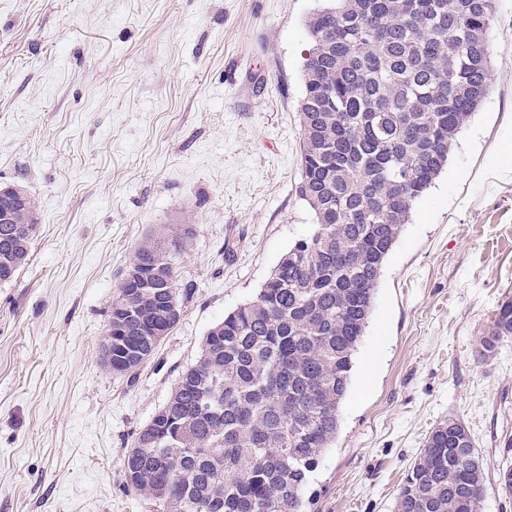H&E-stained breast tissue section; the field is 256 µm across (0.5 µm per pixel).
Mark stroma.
I'll use <instances>...</instances> for the list:
<instances>
[{
	"label": "stroma",
	"mask_w": 512,
	"mask_h": 512,
	"mask_svg": "<svg viewBox=\"0 0 512 512\" xmlns=\"http://www.w3.org/2000/svg\"><path fill=\"white\" fill-rule=\"evenodd\" d=\"M322 0H0V186L23 188L31 259L0 284V512H159L123 458L254 300L312 214L298 192L307 20ZM488 91L381 273L308 512H393L430 431L512 464V0ZM162 237L183 316L135 379L100 360L138 246ZM512 338V299L504 300L499 306L498 312L493 320L491 331L481 341L480 354L487 357L492 354L497 344L504 339Z\"/></svg>",
	"instance_id": "1"
}]
</instances>
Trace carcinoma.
I'll list each match as a JSON object with an SVG mask.
<instances>
[{
	"instance_id": "obj_1",
	"label": "carcinoma",
	"mask_w": 512,
	"mask_h": 512,
	"mask_svg": "<svg viewBox=\"0 0 512 512\" xmlns=\"http://www.w3.org/2000/svg\"><path fill=\"white\" fill-rule=\"evenodd\" d=\"M494 12V0H333L310 16L298 193L312 228L255 300L208 331L127 451V489L160 512H308L386 258L486 95ZM18 195L15 223H0V267H11L0 284L27 264L37 226L31 198L0 189ZM181 316L166 251L147 239L112 301L108 371L135 376ZM511 338L506 299L481 356ZM496 485L512 496L511 466ZM486 491L482 457L450 418L429 433L394 512H483Z\"/></svg>"
}]
</instances>
